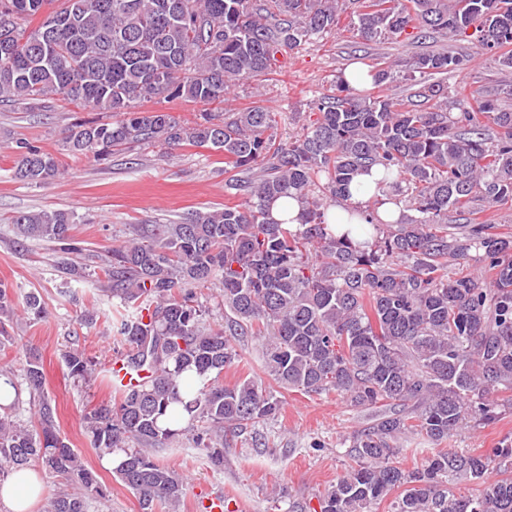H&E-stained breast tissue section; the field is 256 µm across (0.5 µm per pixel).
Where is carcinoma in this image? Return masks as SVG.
Here are the masks:
<instances>
[{"label": "carcinoma", "mask_w": 512, "mask_h": 512, "mask_svg": "<svg viewBox=\"0 0 512 512\" xmlns=\"http://www.w3.org/2000/svg\"><path fill=\"white\" fill-rule=\"evenodd\" d=\"M0 0V24L14 36L0 45V102L38 104L62 98L115 117L65 130L73 155L153 142L165 150L211 147L241 173L228 178L237 201L196 211L174 224H138L112 247L102 268L115 308L112 320L138 383L84 416L91 447L117 455L115 477L141 512H177L185 480L156 460L185 436L211 467L224 469L229 432H245L282 408L261 377L223 383L241 361V342H262L260 367L278 387L334 390L352 408L372 413L354 432V461L320 500V512H512V438L483 455L440 447L465 425H486L512 399V235L474 219L480 205L512 201V109L477 93L475 105L448 111V85L429 81L463 69L446 51L420 54L402 79L403 99L360 95L336 78V93L317 117L282 143L275 113L255 106L209 112L183 124L168 112L140 111L158 96L222 104L232 83L272 70L276 55L338 30L337 0ZM348 31L365 41L407 34L473 37L512 72V0H352ZM14 177L41 184L58 160L15 141ZM380 165L371 201L332 215L350 197L353 179ZM399 193L412 214L379 213ZM282 198L296 200L300 224L271 217ZM462 219L457 224L450 215ZM75 214L20 212L19 241L38 237L80 254ZM356 223L360 239L334 223ZM483 252L486 280L448 267ZM219 283L228 328H214L197 289ZM32 321L47 316L37 292L25 296ZM12 289L0 284V344L11 341ZM229 334H224V331ZM68 376L89 381L97 363L77 349L62 354ZM13 390L25 387L33 424L17 418L20 398L0 405V483L39 464L67 488L46 512H89L106 493L61 436L44 374L27 352L20 368H0ZM422 435L438 445L422 468L399 465L401 440ZM491 473L498 479L489 482ZM461 482L479 489L457 491Z\"/></svg>", "instance_id": "cac0c4a2"}]
</instances>
